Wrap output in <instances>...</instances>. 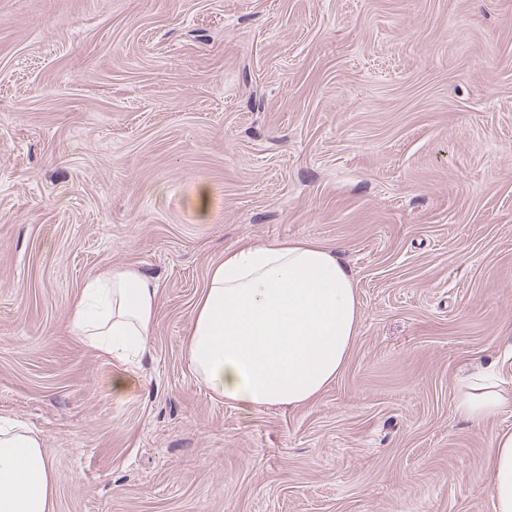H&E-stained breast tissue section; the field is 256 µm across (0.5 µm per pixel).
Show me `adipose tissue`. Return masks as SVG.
Masks as SVG:
<instances>
[{
    "mask_svg": "<svg viewBox=\"0 0 512 512\" xmlns=\"http://www.w3.org/2000/svg\"><path fill=\"white\" fill-rule=\"evenodd\" d=\"M159 303L155 280L134 266L89 278L70 329L120 360L149 351ZM362 310L339 253L310 238L248 243L212 266L186 331L188 366L216 397L241 411L295 409L338 377L359 332ZM500 374L462 376L460 417L479 421L512 405ZM486 489L494 512H512V432L488 450ZM54 469L37 433L0 425V512H53Z\"/></svg>",
    "mask_w": 512,
    "mask_h": 512,
    "instance_id": "adipose-tissue-1",
    "label": "adipose tissue"
}]
</instances>
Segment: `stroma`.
Segmentation results:
<instances>
[{"label": "stroma", "instance_id": "stroma-1", "mask_svg": "<svg viewBox=\"0 0 512 512\" xmlns=\"http://www.w3.org/2000/svg\"><path fill=\"white\" fill-rule=\"evenodd\" d=\"M292 237L359 333L314 402L245 413L187 327L225 252ZM120 266L160 291L135 364L69 329ZM477 365L512 377V0H0V419L54 512H493ZM504 380L488 367H474L459 379L456 400L458 415L483 420L512 405V396L501 387Z\"/></svg>", "mask_w": 512, "mask_h": 512}]
</instances>
